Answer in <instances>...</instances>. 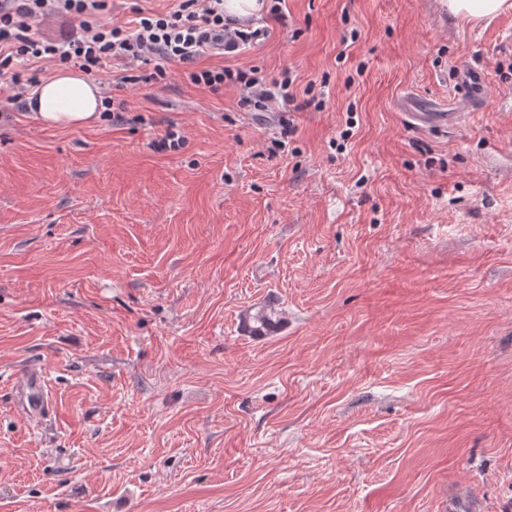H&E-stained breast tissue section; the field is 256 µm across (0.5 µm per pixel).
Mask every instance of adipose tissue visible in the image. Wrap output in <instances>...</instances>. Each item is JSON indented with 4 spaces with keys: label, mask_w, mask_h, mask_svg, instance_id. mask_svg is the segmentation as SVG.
I'll use <instances>...</instances> for the list:
<instances>
[{
    "label": "adipose tissue",
    "mask_w": 512,
    "mask_h": 512,
    "mask_svg": "<svg viewBox=\"0 0 512 512\" xmlns=\"http://www.w3.org/2000/svg\"><path fill=\"white\" fill-rule=\"evenodd\" d=\"M453 17L469 22L490 20L512 14V0H444ZM33 115L49 127L87 126L102 111V95L96 83L82 72L57 71L33 90Z\"/></svg>",
    "instance_id": "ef3b65f1"
}]
</instances>
